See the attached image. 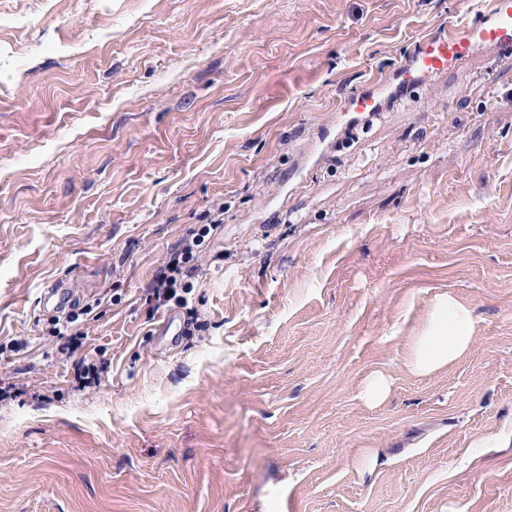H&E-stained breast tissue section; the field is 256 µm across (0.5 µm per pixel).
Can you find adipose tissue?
<instances>
[{
    "label": "adipose tissue",
    "instance_id": "adipose-tissue-1",
    "mask_svg": "<svg viewBox=\"0 0 512 512\" xmlns=\"http://www.w3.org/2000/svg\"><path fill=\"white\" fill-rule=\"evenodd\" d=\"M476 331L470 305L450 293L437 295L406 357L407 368L427 376L448 367L469 349Z\"/></svg>",
    "mask_w": 512,
    "mask_h": 512
}]
</instances>
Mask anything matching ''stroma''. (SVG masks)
Segmentation results:
<instances>
[{
  "label": "stroma",
  "instance_id": "1",
  "mask_svg": "<svg viewBox=\"0 0 512 512\" xmlns=\"http://www.w3.org/2000/svg\"><path fill=\"white\" fill-rule=\"evenodd\" d=\"M481 2L0 0V512H512V64L477 53L308 157ZM444 292L473 344L413 375ZM87 305L110 367L82 387L47 329ZM223 222L224 201L217 199L212 202L209 209L208 224L199 225L197 229L183 237L169 262L158 269L153 276L150 291L158 307L172 300L178 303L185 302L182 295H177L178 288H181L183 292H187L191 288L185 278L190 277L195 270L205 238L209 235L210 230L218 228Z\"/></svg>",
  "mask_w": 512,
  "mask_h": 512
}]
</instances>
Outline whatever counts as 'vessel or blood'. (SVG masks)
I'll return each instance as SVG.
<instances>
[{"mask_svg": "<svg viewBox=\"0 0 512 512\" xmlns=\"http://www.w3.org/2000/svg\"><path fill=\"white\" fill-rule=\"evenodd\" d=\"M488 48L500 61H512V0H485L479 15L465 24L423 37L391 77L355 89L336 118L335 130L323 135V149L335 147L347 132L381 116L389 104L411 96L449 66Z\"/></svg>", "mask_w": 512, "mask_h": 512, "instance_id": "vessel-or-blood-1", "label": "vessel or blood"}]
</instances>
